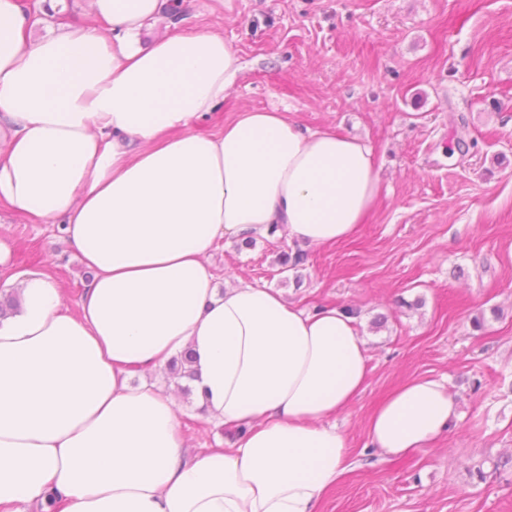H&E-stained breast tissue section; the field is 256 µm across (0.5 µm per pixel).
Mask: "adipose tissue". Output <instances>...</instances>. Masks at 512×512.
I'll return each mask as SVG.
<instances>
[{"instance_id":"obj_1","label":"adipose tissue","mask_w":512,"mask_h":512,"mask_svg":"<svg viewBox=\"0 0 512 512\" xmlns=\"http://www.w3.org/2000/svg\"><path fill=\"white\" fill-rule=\"evenodd\" d=\"M168 2L84 0L86 19L35 39L23 0H0V204L63 225L92 273L67 306L0 236V284L20 299L0 319V512L53 490L61 512H314L346 471L347 439L325 421L368 374L355 316L218 285L210 257L275 224L310 247L350 239L379 198L373 150L274 109L199 131L242 63L211 30L142 45ZM185 351L207 418L241 429L230 446L185 450L154 380ZM456 416L442 382L414 379L367 434L402 455Z\"/></svg>"}]
</instances>
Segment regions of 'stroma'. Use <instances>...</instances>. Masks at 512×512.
Wrapping results in <instances>:
<instances>
[{"label":"stroma","instance_id":"obj_1","mask_svg":"<svg viewBox=\"0 0 512 512\" xmlns=\"http://www.w3.org/2000/svg\"><path fill=\"white\" fill-rule=\"evenodd\" d=\"M175 23L223 32L243 65L201 131L276 108L362 139L380 165L351 239L276 233L211 259L226 280L358 317L368 377L333 419L352 465L316 512H512V0H182ZM0 235L78 298L88 270L57 225L11 214ZM284 252L304 260L282 268ZM413 378L443 382L456 421L404 455L369 448L368 418ZM178 409L187 452L225 438L195 401Z\"/></svg>","mask_w":512,"mask_h":512}]
</instances>
